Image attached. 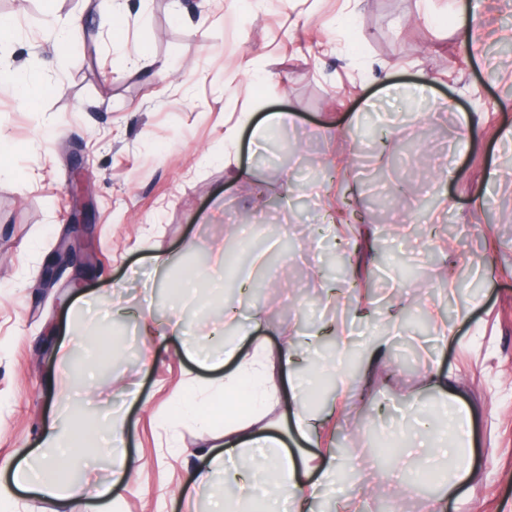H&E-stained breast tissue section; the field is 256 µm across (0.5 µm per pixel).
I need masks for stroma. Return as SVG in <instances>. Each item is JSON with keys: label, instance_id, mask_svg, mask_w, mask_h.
I'll list each match as a JSON object with an SVG mask.
<instances>
[{"label": "stroma", "instance_id": "1", "mask_svg": "<svg viewBox=\"0 0 512 512\" xmlns=\"http://www.w3.org/2000/svg\"><path fill=\"white\" fill-rule=\"evenodd\" d=\"M469 6L478 34L466 44ZM1 16L14 34L0 63L25 89L0 86V463L42 462L53 423L102 440L120 416L137 463L118 512H208L224 486L193 487L197 455L243 414L218 395L233 362L203 360L224 353L210 331L229 289L259 272L265 292L241 320L267 346L272 390L288 387L276 368L287 332L318 334L303 367L323 376L332 323L385 344L380 359L347 363L346 389H324L314 441L282 403L260 422L296 455L347 449L308 512L366 489V512H512V0H0ZM80 16L95 46L62 45ZM272 112L291 123L254 136ZM366 121L380 144L359 138ZM77 163L96 258L42 290L72 221ZM309 164L348 178H303ZM396 184L406 203L373 226L389 256H363L370 281L350 299L371 317L337 316L320 286L337 249L324 218L346 195ZM433 218L467 244L434 238ZM390 224L413 233L388 236ZM233 243L239 263L213 266ZM157 251L166 268H154ZM408 307L446 324L447 340L413 330ZM144 317L180 333L142 338ZM188 394L221 406L184 417ZM448 402L471 414L464 482L440 453L454 443L437 416ZM408 404L436 418L426 447L399 413ZM73 475L91 499L112 467L87 447Z\"/></svg>", "mask_w": 512, "mask_h": 512}]
</instances>
